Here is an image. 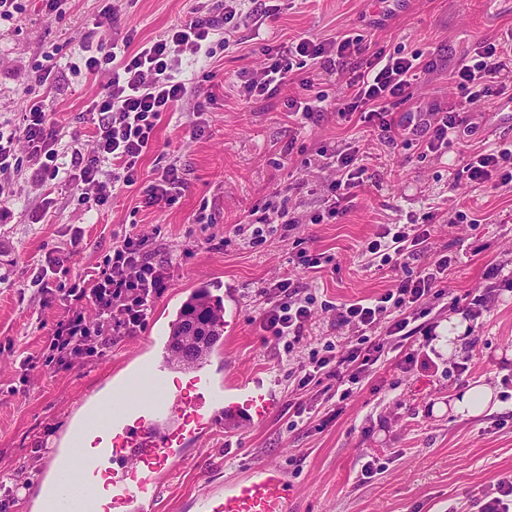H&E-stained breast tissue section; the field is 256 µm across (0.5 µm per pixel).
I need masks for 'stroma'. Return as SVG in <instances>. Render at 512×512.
Here are the masks:
<instances>
[{
	"label": "stroma",
	"mask_w": 512,
	"mask_h": 512,
	"mask_svg": "<svg viewBox=\"0 0 512 512\" xmlns=\"http://www.w3.org/2000/svg\"><path fill=\"white\" fill-rule=\"evenodd\" d=\"M106 3L69 0L63 14L49 16L42 0H23L21 12L0 19V124H17L28 97L38 96L66 159L78 146L77 135L88 133L87 107L110 76L79 68ZM193 5L194 0H133L106 35L119 39L132 29L140 43L159 38L187 20ZM511 28L512 0H285L261 29L240 24L229 47H214L205 58L215 74L212 102L197 113L188 98L167 112L156 129L165 155L144 158L141 183L91 208L65 184L40 183L26 166L15 172L0 204L8 213L0 222V474L18 475L29 488L0 490V512H25L27 499L40 492L54 450L68 439L78 400L113 382L114 367L149 354L147 337L163 333L202 285L215 295L234 288L241 302L228 349L233 363L245 374L275 376L283 403L304 402L308 412L295 420L283 410L234 434L203 436L194 456L176 464L152 512H185L193 498L258 464L287 469L295 484L290 512H446L452 503L477 512L476 500L512 476V401L466 419L455 416L448 402L476 383L502 392L505 378H512V292L489 298L482 318L468 322L461 353L447 354L436 342L422 353L423 337L413 335L390 350L348 399H325L315 384L298 389L296 376L311 351L329 343L342 352L356 342V330L337 325L325 303L370 298L391 288L390 269L371 265L362 253L381 225L403 224L429 209L441 216L424 257L428 263L442 255L453 259L444 295L427 302L429 319L438 326L483 293L489 266L512 273V187L487 193L472 186L456 147L439 159L424 157L415 141L391 147L358 118L339 117L334 106L348 94L342 71L320 72L316 90L325 109L303 128L290 117L288 101L299 93L305 71L290 73L276 95L250 103L239 94V76L262 69L257 42L349 32L374 49L423 51L433 66L418 83L417 104L444 107L461 96L449 73L464 51ZM44 68L56 75L52 86L33 81ZM496 105L493 98L469 104V145L512 140V124L499 120ZM196 124L205 131L195 138ZM348 147L363 153L370 178L343 218L311 223L333 177L327 158ZM165 162L183 169L187 187L172 206L144 207L143 183ZM263 204L271 222L256 236L249 229L251 211ZM460 209L473 215V223L447 222ZM203 210L210 223H197ZM284 210L296 217L294 227L278 223ZM133 229L164 253L187 256L171 269L170 286L144 328L117 342L104 359L71 369L46 364L44 327L61 319L66 308L60 295H47L33 283V262L52 251L76 276L102 264L113 241ZM302 248L334 260L305 268L296 258ZM285 277L300 282L314 300L308 331L289 353L266 340L255 301L261 283ZM16 349L35 358L33 370L18 368ZM464 355L471 370L460 376L453 364ZM370 454L385 468L366 478L362 467Z\"/></svg>",
	"instance_id": "obj_1"
}]
</instances>
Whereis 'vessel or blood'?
Listing matches in <instances>:
<instances>
[{
  "label": "vessel or blood",
  "instance_id": "b4317fda",
  "mask_svg": "<svg viewBox=\"0 0 512 512\" xmlns=\"http://www.w3.org/2000/svg\"><path fill=\"white\" fill-rule=\"evenodd\" d=\"M125 384L100 430H72L68 461L53 475L51 512H144L203 435L224 425H259L282 408L274 377H241L229 361L218 381L206 363L176 367L162 357ZM101 482L112 488L109 500L96 491ZM293 493L286 471L260 464L191 505L195 512H289Z\"/></svg>",
  "mask_w": 512,
  "mask_h": 512
}]
</instances>
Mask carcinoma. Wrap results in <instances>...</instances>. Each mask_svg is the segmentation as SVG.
I'll use <instances>...</instances> for the list:
<instances>
[{
	"label": "carcinoma",
	"instance_id": "1",
	"mask_svg": "<svg viewBox=\"0 0 512 512\" xmlns=\"http://www.w3.org/2000/svg\"><path fill=\"white\" fill-rule=\"evenodd\" d=\"M224 335L223 308L199 288L183 302L171 324L170 359L178 364L198 360Z\"/></svg>",
	"mask_w": 512,
	"mask_h": 512
}]
</instances>
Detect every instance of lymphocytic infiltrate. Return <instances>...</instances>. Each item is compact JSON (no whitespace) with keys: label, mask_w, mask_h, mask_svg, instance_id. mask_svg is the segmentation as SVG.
Segmentation results:
<instances>
[{"label":"lymphocytic infiltrate","mask_w":512,"mask_h":512,"mask_svg":"<svg viewBox=\"0 0 512 512\" xmlns=\"http://www.w3.org/2000/svg\"><path fill=\"white\" fill-rule=\"evenodd\" d=\"M278 11L271 0H224L219 12L200 0L187 21L142 46H134L130 33L123 36L119 52L112 50L109 42L98 40L89 49L84 67L95 74L108 65L112 76L88 108L93 132L86 149L73 151L69 167L60 168L56 132L48 124L43 101L34 97L18 125L0 129V176L15 169L16 149L22 146L38 181L65 176L84 202L104 205L138 181L142 158L157 148L154 130L162 115L189 95L200 94L205 82L211 81L213 74L206 70L185 74L184 55H198L215 42L227 43L235 21L245 18L259 27ZM260 51L266 65L259 75L242 80L244 100L274 95L294 66L301 65L310 73L301 80L302 92L289 101L288 108L292 116L311 119L317 107L308 93L315 86V73L337 64L349 73V94L336 106L340 117L359 115L390 144L399 130L421 135L424 153L436 157L447 153L451 134L468 130V102L512 92L511 30L496 40L476 42L452 69L450 81L463 91V99L449 102L444 109L406 113L398 121L390 107L414 99L417 81L429 67L423 52L405 56L381 48L372 51L360 37L347 32L331 40L303 37L286 44H265ZM461 162L467 179L484 191L512 184V142L474 148L462 155ZM329 165L335 177L323 198V211L335 220L351 210L367 180L368 168L357 152L347 149L332 153ZM186 186L182 169L167 164L146 187L145 202L174 205ZM436 219V212L428 211L406 224H385L367 241L364 255L398 271L396 284L377 297L337 305V324L354 325L361 336L348 350L309 357L299 367V388L330 380L339 387L341 397H348L352 385L369 376L385 357L386 338L405 339L412 335V325L418 320L426 337H433L435 325L425 322L423 304L439 295L452 263L445 255L426 266L419 263L428 251ZM172 265L170 257L157 256L151 249L147 235L128 234L115 242L103 265L80 276L67 289L68 314L49 330L46 339L49 360L71 367L86 356L100 359L122 338L136 335L167 287ZM257 293L265 302L263 331L285 348H293L312 320L311 297L290 278L263 283ZM381 326L386 329L382 338L376 334Z\"/></svg>","instance_id":"lymphocytic-infiltrate-1"}]
</instances>
